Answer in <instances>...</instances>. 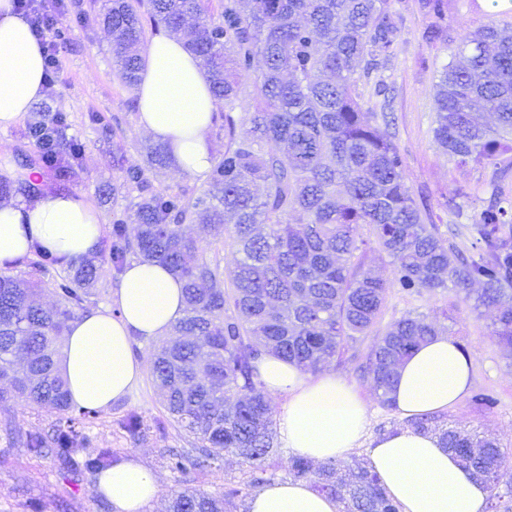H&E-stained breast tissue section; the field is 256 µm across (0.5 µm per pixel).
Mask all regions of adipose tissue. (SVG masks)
Here are the masks:
<instances>
[{"label": "adipose tissue", "mask_w": 512, "mask_h": 512, "mask_svg": "<svg viewBox=\"0 0 512 512\" xmlns=\"http://www.w3.org/2000/svg\"><path fill=\"white\" fill-rule=\"evenodd\" d=\"M43 59L27 21L0 0V132L17 125L42 91ZM138 125L166 145L176 166L206 177L215 163L208 148L215 109L199 58L180 39L153 36L137 88ZM104 226L99 210L78 193H55L37 202L0 205V268L26 258L34 245L80 259L99 248ZM119 317L94 310L72 322L60 358L71 400L79 407L109 411L141 375L131 350L133 337L160 339L184 314L181 283L156 262L130 261L114 293ZM264 392L282 408L280 441L294 456L327 462L366 447L369 468L399 512H486L489 492L467 475L437 436L411 428L367 439L371 414L347 382L331 373L311 375L269 354L258 364ZM472 362L445 334L412 350L396 369L391 403L404 419L431 417L467 395ZM98 489L114 512H146L158 497V475L130 457L98 477ZM248 512H339L337 502L307 483L275 482L248 502Z\"/></svg>", "instance_id": "adipose-tissue-1"}]
</instances>
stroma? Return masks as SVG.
I'll return each mask as SVG.
<instances>
[{"label":"stroma","instance_id":"35a3bbf8","mask_svg":"<svg viewBox=\"0 0 512 512\" xmlns=\"http://www.w3.org/2000/svg\"><path fill=\"white\" fill-rule=\"evenodd\" d=\"M104 0H70L68 13L57 39L64 65V79L53 97H41L37 109L66 113L70 135L84 145L82 157L73 166L65 190L83 194L99 209L104 226H111L114 209L135 202L137 193L124 182V171L131 165H144L145 148L151 135L138 128L136 94L115 75L112 34L98 23L78 22L80 14L96 15ZM400 17L397 41L399 52L384 70L362 79L358 86L364 108H376L378 82L396 90L394 126L389 129L404 161L407 185L423 194L441 233L454 248L472 252L473 240L467 226L487 197L494 167L470 163L459 166L449 160L433 137L435 85L443 65L451 58L446 46H428L420 32L424 18L417 0H392ZM492 0H453L448 23L456 35H464L494 21ZM104 113L107 128L91 125L88 115ZM26 122H19L8 133H0V182L14 181L23 173V161L37 160L39 151L24 138ZM459 194L462 213L448 212L445 203ZM480 285L469 290L448 287L406 295L390 289L376 325L364 336L348 343L341 358L333 360L329 372L353 385L371 412L368 438L403 426V419L379 405L372 382L361 377L360 366L378 336L402 317L422 314L444 328L459 342L472 361L470 394L445 413V421L473 429L494 439L512 452V353L492 336L494 308L476 307ZM492 394L496 402L485 407L474 400L475 393ZM143 425L138 436L122 427L129 416ZM56 416L53 412L18 404H0V512H113L99 494L95 476L83 474L75 480L63 479V467L55 456L35 457L23 444L26 435H49ZM92 448L112 449L117 459L137 457L159 476L164 492L147 512H165L168 500L188 488L210 492L225 486L240 488L235 512H247L254 493L248 487L250 467L234 454L225 455L216 469L206 474L171 471L161 455L165 448H192L197 438L184 430L166 411L160 393L149 373H142L129 394L110 411L83 428Z\"/></svg>","mask_w":512,"mask_h":512}]
</instances>
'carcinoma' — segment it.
<instances>
[{
	"label": "carcinoma",
	"instance_id": "cac0c4a2",
	"mask_svg": "<svg viewBox=\"0 0 512 512\" xmlns=\"http://www.w3.org/2000/svg\"><path fill=\"white\" fill-rule=\"evenodd\" d=\"M147 6L152 27L186 33L185 49L199 57L220 112L222 150L199 193L155 192L146 168L169 164V149H146L148 167H129L125 178L139 191L129 216L113 219L105 251L115 270L133 254L160 262L183 282L184 316L175 339L159 350L150 377L164 394L167 412L201 445L168 451L169 469L210 470L224 453L251 467L248 485L275 479L266 461L275 454L273 408L257 381L267 353L316 373L341 357L345 343L369 331L382 313L386 280L362 271L378 251L398 261L397 287L407 294L453 285L483 284L477 302L497 315L492 335L512 349V198L492 191L472 217L469 232L479 259L445 243L439 227L405 182L396 144L379 129L393 110L385 85L381 113L363 108L358 82L384 68L395 54L399 18L390 0H220V19L208 0H112L94 21L112 31L116 75L137 86L143 66ZM425 18L421 39L455 46L435 96L434 135L459 164L493 163L512 151V26L486 24L456 39L448 26L449 0H419ZM263 68L253 90L243 79L255 58ZM244 112L240 120L233 113ZM50 136L41 123L27 138L44 166L64 180L82 144L68 136V116L51 113ZM43 177L28 174L0 195L35 199ZM135 222L129 228L127 220ZM198 224L214 251L230 244L241 255L224 274L220 263L199 252L183 225ZM371 227V237L361 230ZM229 285L218 286L223 276ZM51 279L59 303L36 299ZM97 267L87 259L65 263L37 245L23 275L0 274V402L20 401L56 415L52 442L26 437L29 454L55 455L74 474L100 472L113 463L110 448H89L80 426L98 411L75 406L58 368L68 323L87 309ZM441 331L423 315H408L378 340L364 372L379 403L388 398L400 361ZM437 435L471 476L489 490V509L512 495V454L490 439L455 425L412 423ZM288 476L306 480L342 504V512H398L378 475L366 466L336 459L314 467L302 457L288 460ZM240 494L186 489L172 496L168 512H224Z\"/></svg>",
	"mask_w": 512,
	"mask_h": 512
}]
</instances>
